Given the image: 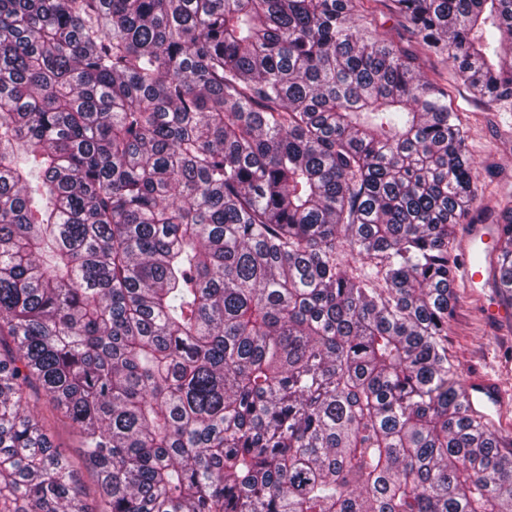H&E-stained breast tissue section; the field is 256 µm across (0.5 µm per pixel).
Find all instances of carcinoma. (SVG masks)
I'll use <instances>...</instances> for the list:
<instances>
[{"label": "carcinoma", "instance_id": "1", "mask_svg": "<svg viewBox=\"0 0 512 512\" xmlns=\"http://www.w3.org/2000/svg\"><path fill=\"white\" fill-rule=\"evenodd\" d=\"M378 0H0V512H512L448 360L477 200ZM512 103V0H391ZM486 282L512 303V202ZM27 405L38 411L39 416H41L44 421L45 429L50 435L53 445L60 453L70 457L74 461L82 484L89 493L90 498H95L94 475L83 462L81 448H79L80 438L78 431L70 422L54 414L43 396L39 400L30 399Z\"/></svg>", "mask_w": 512, "mask_h": 512}]
</instances>
